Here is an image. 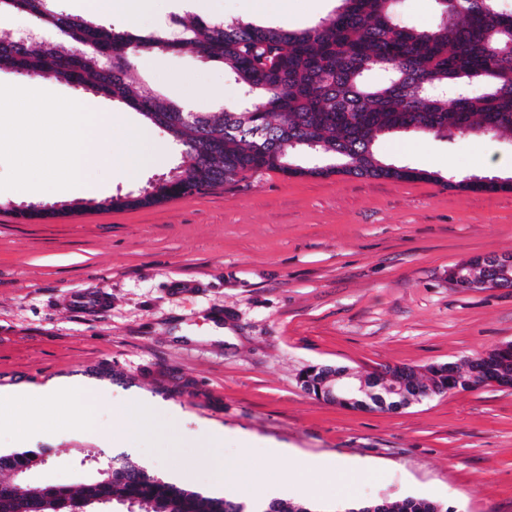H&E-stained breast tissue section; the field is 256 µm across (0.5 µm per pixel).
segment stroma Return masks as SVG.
I'll return each instance as SVG.
<instances>
[{"label": "stroma", "instance_id": "35a3bbf8", "mask_svg": "<svg viewBox=\"0 0 512 512\" xmlns=\"http://www.w3.org/2000/svg\"><path fill=\"white\" fill-rule=\"evenodd\" d=\"M340 0H273L267 24L303 29ZM101 23L168 26L166 0ZM132 80L161 98L212 112L240 92L217 63L190 49L144 56ZM126 127L147 128L160 155L132 176L102 170L97 191L53 197L54 218L24 220L25 198L0 190V417H36L20 444L47 453L35 477L79 487V455L120 427L130 405L155 408L149 432L123 451L188 489L217 492L206 449L173 443L222 429L219 452L246 456L242 497L261 500L282 471L309 458L344 463L320 484L316 504L415 497L449 512H512V387L451 392L395 413L357 411L312 398L298 384L309 365L368 374L484 354L512 342V288L467 290L450 268L476 255H512V191H471L427 181L336 174L243 181L151 207L112 210L102 200L139 192L183 157L169 136L106 97ZM390 163L447 175L512 176V141L400 132L381 138ZM99 293V308L72 304ZM53 380L74 392L43 403L31 391Z\"/></svg>", "mask_w": 512, "mask_h": 512}]
</instances>
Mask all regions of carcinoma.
Segmentation results:
<instances>
[{
  "instance_id": "1",
  "label": "carcinoma",
  "mask_w": 512,
  "mask_h": 512,
  "mask_svg": "<svg viewBox=\"0 0 512 512\" xmlns=\"http://www.w3.org/2000/svg\"><path fill=\"white\" fill-rule=\"evenodd\" d=\"M55 0H0V14L19 11L37 34L0 32V71L52 77L86 94L104 96L137 111L163 129L188 158L177 175L150 184V193L117 194L98 203L108 209L144 208L262 171L286 177L343 174L425 180L472 189L468 177H443L392 165L377 153L379 136L400 131L451 136L471 134L512 140V10L501 0H434L436 21L401 26L392 0H342L329 18L304 29L242 20H175L176 31L139 34L106 27L60 11ZM189 47L205 62H219L239 85L237 106L189 116L175 102H161L133 85L129 73L151 53ZM385 73L382 82L368 72ZM313 156L314 167L301 165ZM494 348L462 363L387 367L388 384L412 396L426 381L443 397L468 391L471 372L490 384L500 380ZM357 403L370 402L385 384L376 373L355 375ZM83 460L93 473L79 490L44 486L31 479L46 463L28 451L0 453V512H326L307 501L253 503L180 487L127 455L104 458L94 448ZM386 512H448L415 498L386 501Z\"/></svg>"
}]
</instances>
